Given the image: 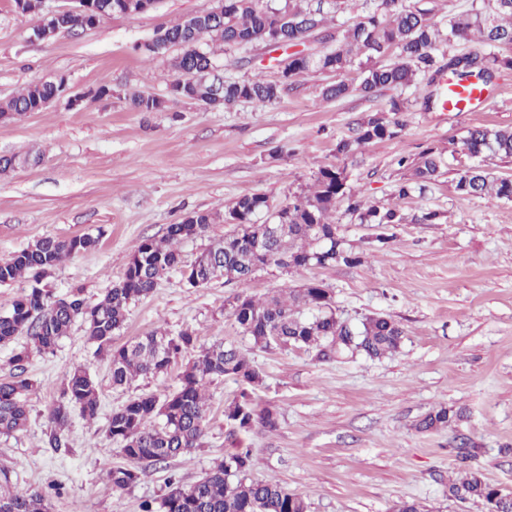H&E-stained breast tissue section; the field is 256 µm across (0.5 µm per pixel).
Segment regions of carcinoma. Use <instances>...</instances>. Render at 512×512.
Segmentation results:
<instances>
[{
	"instance_id": "1",
	"label": "carcinoma",
	"mask_w": 512,
	"mask_h": 512,
	"mask_svg": "<svg viewBox=\"0 0 512 512\" xmlns=\"http://www.w3.org/2000/svg\"><path fill=\"white\" fill-rule=\"evenodd\" d=\"M341 0H224V20L217 21L206 13L196 14L159 31L158 43L179 41L181 53L174 58L176 73H199L214 67L215 52L210 47H246L267 37L281 35L290 41L322 35L334 43L325 51L288 55L281 78L288 82L312 71L343 73L350 68L360 71L354 85L337 81L322 91V98L340 100L358 91L372 97L384 90L404 89L419 76L430 82L445 71L465 81L493 75L496 66L512 67V57L501 58L495 49L512 45V0H482L480 7L452 14L444 26L431 17V10L410 7L403 0H380L373 12L350 23L332 28L330 22L340 9ZM98 19L124 13L123 0H97ZM95 25L87 15L68 16L58 30H76ZM476 41L485 48L478 52H448V62L436 55L438 46L453 47L460 41ZM389 57L380 65L376 59ZM61 84L40 81L23 88L17 95L0 102V114L13 119L39 111L38 102L60 94ZM280 85L259 79L224 81V99L212 106L229 109L241 101L258 106L274 102ZM403 108L394 101L391 116L369 113L360 122L358 136L336 144L339 155L348 156L367 143L397 134L402 127L398 118ZM464 149L473 157L512 158V130L476 126L463 140ZM412 169L411 178L397 185L398 197L427 187L438 176L441 155L427 151L417 159L398 161ZM456 189L465 195H490L512 200V179L495 177L481 167L460 174ZM347 196L346 175L337 167L319 171L313 190L288 201L278 213L280 224L288 229L269 241L266 254L255 256L249 239L256 232L258 216L268 210V197L246 195L224 213V223L232 225L224 239L215 241L197 257L195 263L210 267V279L222 277L226 283L246 284L258 266L297 269L327 266H352L362 255L337 234L330 241L321 240V232H337L330 221L336 203ZM348 210L362 224H377L391 229L405 221L395 208H378L354 198ZM214 217L196 213L179 224L167 227L160 239L138 242L121 279L93 305L87 303L82 290H71L57 298L50 291L33 286L0 312V347L11 348L10 363L16 370L11 379L0 382V435L11 436L24 430L29 421L25 396L34 382L25 376L32 353H49L67 336L76 322H81L97 349L107 353L112 385L129 387L139 377L160 376L168 372L181 355L194 348L196 339L187 330L178 332L156 329L121 346H112L114 333L126 321L131 303L151 295L160 280L179 271L191 283L192 266L183 264L176 244L186 239L203 238ZM92 235L46 237L37 240L11 258L0 261V284L8 285L23 278H37L72 255L96 247ZM329 289L310 283L301 289L274 293L263 299L249 294L234 296L230 316L261 349L314 350L318 358L329 360L344 353L363 354L380 359L396 351L405 336L403 328L388 315H371L354 326L336 316L331 307ZM24 335L27 343L15 345ZM231 378L241 390L224 408V419L231 434L248 433L258 425L273 429L277 413L255 402L251 388L262 376L246 353L234 344L215 341L202 349L180 375L178 384L162 397L140 393L130 397L109 418L108 434L112 444L127 461L110 474L115 489H125L139 478L142 465H164L179 456H187L201 447L208 416L206 391L219 378ZM79 410L88 421L100 410L97 385L90 372L77 367L61 381L57 403L48 413L53 429L47 436L50 448L69 447L71 411ZM457 415L438 407L425 415L417 429L439 430L452 427ZM252 467L249 449H238L216 462L205 476L184 487L173 485L157 503L145 502L142 512H308V504L298 494L277 481H254L248 478ZM454 497L483 502L488 512H512V496L484 479L476 467H469L463 479L448 488ZM0 512H48L45 495L36 489H11L8 472L0 470Z\"/></svg>"
}]
</instances>
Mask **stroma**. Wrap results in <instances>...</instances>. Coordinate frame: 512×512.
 Listing matches in <instances>:
<instances>
[{
    "mask_svg": "<svg viewBox=\"0 0 512 512\" xmlns=\"http://www.w3.org/2000/svg\"><path fill=\"white\" fill-rule=\"evenodd\" d=\"M212 5L159 0L147 13L115 14L44 41L34 35L37 15L0 0V101L37 81L66 85L45 110L0 121V155L38 158L0 173V261L41 238L96 236L95 249L74 255L43 281L57 295L82 289L94 303L121 279L141 239L162 238L168 225L210 213L216 221L207 238L180 246L183 260L192 262L208 241L223 238L224 212L239 197L261 193L277 209L307 190L320 169L335 166L344 169L352 193L405 215L387 244H374L376 227L359 223L338 202L332 220L363 252L360 265L270 267L243 289L220 278L192 288L173 272L130 305L114 342L161 326L192 332L200 347L220 339L247 346L230 315L235 294L261 297L313 281L329 288L342 319L390 316L404 328L403 342L380 359L345 354L321 361L305 350L249 348L263 378L254 397L277 410L276 430L229 436L224 407L239 386L216 380L208 389L202 447L143 467L135 484L115 489L109 475L122 459L108 435L112 411L130 395L171 391L196 354L185 353L165 375L116 388L108 358L77 324L53 353L32 355L30 421L24 431L0 436V470L15 489L41 490L49 512H141L142 502L164 497L170 481L191 485L225 452L247 448L250 479L282 483L305 498L309 512H392L401 501L418 502L424 512H487L482 502L449 497L448 485L462 475L454 448L464 437L486 480L512 494V201L464 195L455 185L474 163L462 150L470 128L512 130V68L494 71L489 103L474 112H446L427 102L433 87L424 77L401 92L326 102L321 90L336 77L324 72L282 84L266 106L206 108L169 92L177 48L151 53L145 46L160 29ZM288 54L285 48L227 50L216 61L225 77L279 82L278 62ZM101 86L108 95L89 98ZM79 93L85 101L72 106L70 96ZM134 93L166 105L132 111ZM396 98L406 110L395 137L351 156L337 154V142L355 138L364 115L389 112ZM428 148L444 160L440 175L423 193L398 198V183L410 175L398 159ZM429 211L437 213L435 223L423 222ZM80 366L98 384L99 415L92 422L73 415L69 447H47L48 412L60 382ZM439 406L460 413L454 428L418 431V420Z\"/></svg>",
    "mask_w": 512,
    "mask_h": 512,
    "instance_id": "1",
    "label": "stroma"
}]
</instances>
